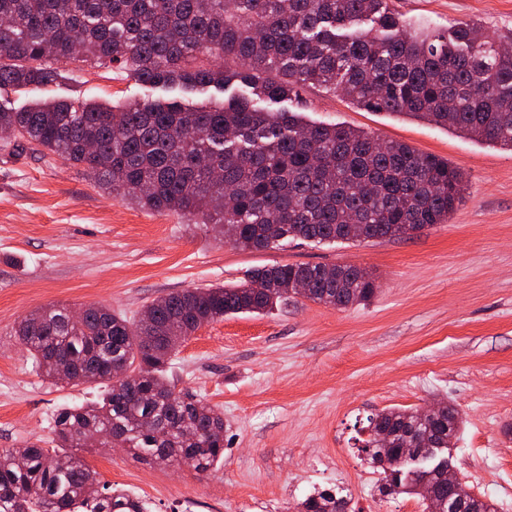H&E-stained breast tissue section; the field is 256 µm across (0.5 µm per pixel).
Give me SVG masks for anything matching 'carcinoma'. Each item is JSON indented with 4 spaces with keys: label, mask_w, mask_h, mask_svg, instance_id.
<instances>
[{
    "label": "carcinoma",
    "mask_w": 512,
    "mask_h": 512,
    "mask_svg": "<svg viewBox=\"0 0 512 512\" xmlns=\"http://www.w3.org/2000/svg\"><path fill=\"white\" fill-rule=\"evenodd\" d=\"M98 60L143 85L251 89L219 106L144 100L107 107L82 100L0 107V133L79 167L99 187L153 211L199 216L252 250L288 240L343 243L441 224L462 202L465 174L399 140L318 124L271 105L306 87L354 105L426 121L512 150V32L476 22L443 31L403 19L391 0H0V90L48 85L58 64ZM268 103L259 107L256 101ZM336 308L369 301L375 278L348 264L253 269L235 285L153 300L131 322L102 305L37 309L18 322L19 343L55 382L110 381L107 396L65 406L55 447L0 450V512H147L125 490L100 485L73 449L106 439L136 458L207 472L224 458V416L177 392L164 367L182 340L228 315L268 313L296 285ZM361 450L383 471V494L448 498V444L462 420L445 404L432 417L386 408L367 418ZM380 430L390 443H374ZM322 489L300 512H351Z\"/></svg>",
    "instance_id": "carcinoma-1"
}]
</instances>
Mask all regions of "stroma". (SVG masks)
<instances>
[{
	"mask_svg": "<svg viewBox=\"0 0 512 512\" xmlns=\"http://www.w3.org/2000/svg\"><path fill=\"white\" fill-rule=\"evenodd\" d=\"M392 5L436 30L461 21L492 34L512 29V0ZM246 92L146 87L117 65L87 62L47 86L0 90V107L77 98L201 104ZM304 97L310 120L448 159L466 175L462 203L445 223L410 236L255 251L195 217L139 208L57 156L0 146V449L51 447L57 411L106 391L46 378L15 335L32 311L96 304L133 321L160 296L233 285L257 267L354 264L378 278L368 302L337 309L291 296L269 314L205 324L171 355L172 385L224 415V456L207 473L122 448L79 456L102 484L134 493L151 512H297L324 488L339 489L355 512H423L413 496L380 493L358 432L382 409L442 401L463 419L453 466L498 512H512V151L361 109L339 93L309 88Z\"/></svg>",
	"mask_w": 512,
	"mask_h": 512,
	"instance_id": "35a3bbf8",
	"label": "stroma"
}]
</instances>
